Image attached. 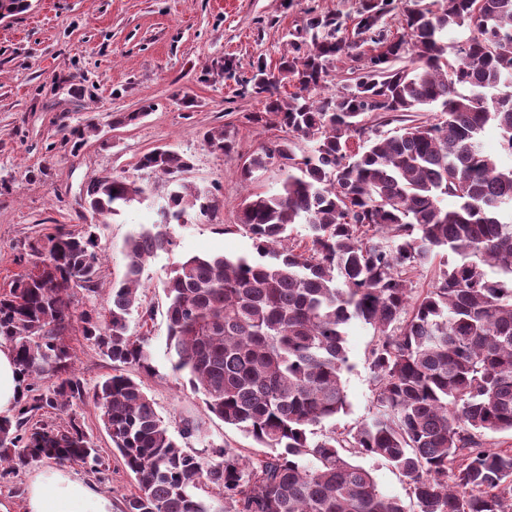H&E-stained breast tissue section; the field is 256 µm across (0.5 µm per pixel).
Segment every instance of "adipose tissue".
Instances as JSON below:
<instances>
[{"label": "adipose tissue", "mask_w": 512, "mask_h": 512, "mask_svg": "<svg viewBox=\"0 0 512 512\" xmlns=\"http://www.w3.org/2000/svg\"><path fill=\"white\" fill-rule=\"evenodd\" d=\"M25 512H112V501L95 485L66 471L48 469L31 481Z\"/></svg>", "instance_id": "1"}]
</instances>
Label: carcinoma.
<instances>
[{
    "label": "carcinoma",
    "mask_w": 512,
    "mask_h": 512,
    "mask_svg": "<svg viewBox=\"0 0 512 512\" xmlns=\"http://www.w3.org/2000/svg\"><path fill=\"white\" fill-rule=\"evenodd\" d=\"M463 26L468 38L445 40ZM341 30L335 18H309L307 38L278 65L281 80L298 85L288 97L251 78L266 106L243 119L288 133L240 170L245 182L274 160L284 172L275 192L240 204L254 253L183 258L163 286L173 370L188 375L209 412L266 452L216 448L203 460L122 372L150 370L147 340L129 333V317L144 262L174 248L165 226L223 205L218 189L184 182L192 156L157 149L138 168L166 178L167 201L159 221L125 240L126 271L112 283L106 314L80 311L74 300L77 289L98 293L92 230L59 229L30 244L40 272L0 295V339L25 382L17 414L0 417V476L43 459L105 474L108 462L76 419L62 429L32 422L90 396L136 479L122 512H222L194 493L204 482L237 512H405L348 452L405 476L416 512H512V448L486 441L512 434V166L479 145L494 125L512 156V0H434L432 9L365 0L352 35ZM342 56L351 65L325 95ZM500 87L507 92L487 96ZM392 123L399 127L380 131ZM299 140L311 147L297 152ZM202 142L221 153L236 144L226 128L205 131ZM149 194L144 183L101 173L84 203L105 224ZM448 197L451 209L442 205ZM295 224L307 234L292 245ZM440 253L454 262L411 301L413 274ZM353 321L377 336L374 411L340 438L324 422L347 405L345 327ZM76 322L113 365L90 392L67 376L74 359L64 336ZM46 377L61 381L44 392L36 381Z\"/></svg>",
    "instance_id": "1"
}]
</instances>
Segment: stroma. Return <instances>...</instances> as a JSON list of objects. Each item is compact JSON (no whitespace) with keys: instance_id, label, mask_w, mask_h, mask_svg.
Listing matches in <instances>:
<instances>
[{"instance_id":"1","label":"stroma","mask_w":512,"mask_h":512,"mask_svg":"<svg viewBox=\"0 0 512 512\" xmlns=\"http://www.w3.org/2000/svg\"><path fill=\"white\" fill-rule=\"evenodd\" d=\"M363 0H30L27 10L0 20V291L32 266L29 246L58 229L81 231V197L100 172L150 184L152 194L98 229L102 248L99 291L77 293L80 308H103L107 292L125 271L123 245L144 223L154 222L168 185L138 161L159 148L191 154L185 181L218 186L224 200L216 217L189 216L169 232L171 253L149 258L142 274V308L129 318V332L148 336L151 369L137 375L171 433L183 421L198 425L187 445L201 457L213 448L255 453L256 445L207 411L186 374L172 369L167 349L166 299L162 290L173 262L192 255L252 253V241L237 225L238 205L251 192L276 191L279 163L242 182L246 157L280 137L277 129L244 123L263 111L252 91L258 64L276 69L296 31L315 15L338 17L352 26ZM228 126L238 147L229 155L208 151L203 133ZM84 134L73 146L64 131ZM349 370L342 374L347 407L332 425L348 433L373 412L374 384L368 365L375 340L371 326L354 321L346 329ZM67 342L74 374L86 389L111 374L112 363L80 329ZM92 400L69 415L46 414L42 423L63 428L76 419L93 439L110 471L99 480L81 464L70 470L97 485L114 506L134 492V482L102 428Z\"/></svg>"}]
</instances>
